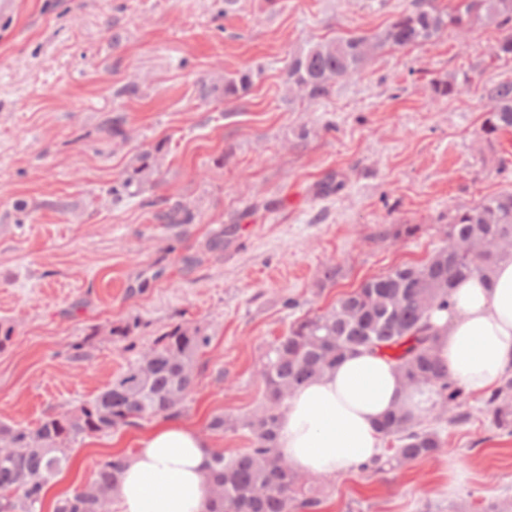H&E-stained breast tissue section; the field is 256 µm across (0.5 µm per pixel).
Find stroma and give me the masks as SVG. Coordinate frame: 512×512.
<instances>
[{
  "label": "stroma",
  "instance_id": "stroma-1",
  "mask_svg": "<svg viewBox=\"0 0 512 512\" xmlns=\"http://www.w3.org/2000/svg\"><path fill=\"white\" fill-rule=\"evenodd\" d=\"M412 0H17L0 15V423L35 428L103 390L136 347L177 321L206 327L183 413L213 450L248 445L210 432L218 413L262 399L265 353L304 314L446 240L448 213L512 186V132H480L487 90L512 78L495 23L384 49L320 100L291 98V58L385 29ZM249 91L219 102L203 83L244 70ZM457 91L434 97L432 81ZM136 84L135 95L124 87ZM123 114L129 140L103 132ZM160 172L116 201L145 150ZM338 183L335 193L322 190ZM189 206L191 224L159 211ZM335 282L321 284L325 266ZM293 306H286V299ZM132 327L130 341L110 336ZM99 329L77 358L72 347ZM445 446L404 468L319 478L321 512H480L512 501V435L484 397ZM142 422L75 442L53 485L73 492L98 461L135 452ZM458 471L451 491L447 472Z\"/></svg>",
  "mask_w": 512,
  "mask_h": 512
}]
</instances>
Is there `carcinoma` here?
<instances>
[{"mask_svg":"<svg viewBox=\"0 0 512 512\" xmlns=\"http://www.w3.org/2000/svg\"><path fill=\"white\" fill-rule=\"evenodd\" d=\"M501 27L493 48L498 59L512 58V0H458L442 7L437 0H414L381 32L350 34L318 42L299 52L288 66V86L311 100L327 96L336 81L356 72L385 47L421 46L447 30L464 32L474 14ZM252 84L243 71L224 82L203 84V93L234 99ZM490 108L483 114L481 133L495 139L512 129V80L488 90ZM126 120L115 115L103 131L127 140ZM162 147L138 155L136 164L112 186L119 201L133 195L159 170ZM164 224H191V208L175 204L160 212ZM448 242L422 262L404 264L365 280L330 308L294 321L288 332L266 353L259 378L261 404L243 417L214 415L208 427L216 433L244 432L249 447L231 456L213 453L208 512H319L322 501L306 491L300 474L276 449L281 408L299 386L332 369L359 347L382 351L395 364L404 382L431 392L429 414L435 421L458 424L468 419L460 411L465 389L453 379L438 356L430 313L446 310L456 280L487 276L496 264L512 256V189L484 196L471 206L448 214ZM211 343L207 328L175 322L165 327L112 377L95 397L72 410L51 415L34 429L0 424V512H41L45 488L68 465L71 444L79 439L117 432L158 416H178L194 390L200 356ZM493 425L512 434V365L486 399ZM390 447L380 458L362 464L376 473L402 468L430 457L444 447L440 432L398 407L380 423ZM123 469V457L104 461L96 478L58 499L54 512H109L112 493Z\"/></svg>","mask_w":512,"mask_h":512,"instance_id":"obj_1","label":"carcinoma"}]
</instances>
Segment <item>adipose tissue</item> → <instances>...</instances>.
<instances>
[{"mask_svg": "<svg viewBox=\"0 0 512 512\" xmlns=\"http://www.w3.org/2000/svg\"><path fill=\"white\" fill-rule=\"evenodd\" d=\"M450 302L431 314L437 353L469 393L486 394L512 365V259L488 277L459 280ZM427 399L404 385L394 362L360 349L287 398L276 448L299 472L333 476L382 453L378 424L391 410L422 416ZM211 455L190 424L175 419L152 429L125 460L114 491L121 512H205Z\"/></svg>", "mask_w": 512, "mask_h": 512, "instance_id": "ef3b65f1", "label": "adipose tissue"}]
</instances>
